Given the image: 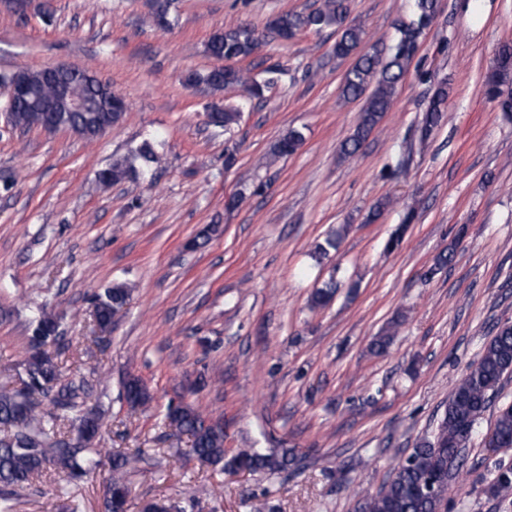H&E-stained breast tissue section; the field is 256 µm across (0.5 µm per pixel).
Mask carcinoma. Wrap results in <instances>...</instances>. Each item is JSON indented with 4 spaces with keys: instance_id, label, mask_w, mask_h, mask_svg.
Masks as SVG:
<instances>
[{
    "instance_id": "carcinoma-1",
    "label": "carcinoma",
    "mask_w": 512,
    "mask_h": 512,
    "mask_svg": "<svg viewBox=\"0 0 512 512\" xmlns=\"http://www.w3.org/2000/svg\"><path fill=\"white\" fill-rule=\"evenodd\" d=\"M172 0H153L149 24L153 27L171 26ZM348 0H322L309 11L283 13L266 24V34L281 39L292 38L301 30L321 31L333 28L336 41L333 52L346 58L357 52L364 41V30L347 23ZM435 16V0H414V18L401 23L394 44L376 43L361 54L346 72L342 94L348 99L365 98L359 122L353 133L341 145L346 156L356 154L389 111L396 88L411 64L416 46ZM263 35L249 25H236L214 33L206 45V52L217 60L245 59L257 54ZM265 77L257 79L232 67H213L205 72H189L184 83L203 85L213 96L227 87L242 90L245 101L260 100L277 84L282 71L276 67L264 69ZM512 74V45L499 47L493 74L485 81L486 93L499 100L502 109L512 112V95L503 86ZM21 77L35 84L38 102L17 101L8 106L11 123L29 129L40 127L74 126L84 130L83 137L96 139L122 119V113L109 111L111 102L120 98L109 85L84 69L67 68L59 76L48 75L41 69H27ZM76 99L95 104V112H42L46 102L57 101L58 87ZM448 96L445 83L434 89L430 106L423 119L421 136L427 137L443 118V105ZM241 107L228 106L215 98L206 108L207 123L226 131L236 125ZM302 142L298 131H290L277 144V158L294 153ZM155 159L150 143L131 149L115 158L112 164L100 170L98 181L111 186L139 175V167ZM131 289L126 284H115L97 295L92 316L104 330L112 324V317L126 304ZM335 285L329 282L314 291L310 304L323 308L330 304ZM399 321L392 322L371 344L372 353L386 352ZM62 336L58 317L42 311L37 321L30 324L27 357L19 386L0 387V512H14L18 492L30 487L45 469L52 467L73 479H80L99 464L102 449L95 441L102 427L101 406H86L90 389L84 378L64 381L55 359L38 346L60 344ZM512 374V322L500 323L494 335L485 344L476 363L456 382L444 416L433 438L417 442L412 452L394 469L389 481L374 495L362 497L357 512H445L449 481L460 474L463 467V448L469 442L475 425L497 394L502 379ZM124 397L130 408L147 407L152 397L136 377L124 383ZM167 419L178 432L190 437L193 454L202 463L221 471L274 474L288 468L292 453L260 452L254 448L240 450L226 458L224 426L208 420L190 404L168 408ZM490 441L498 448H512V404L499 408L490 432ZM139 455L114 454L111 458L112 477L104 496L103 512H128L129 490L126 476ZM494 499L512 498V466L500 467L487 487ZM142 512H186L178 502L151 501L142 506Z\"/></svg>"
}]
</instances>
